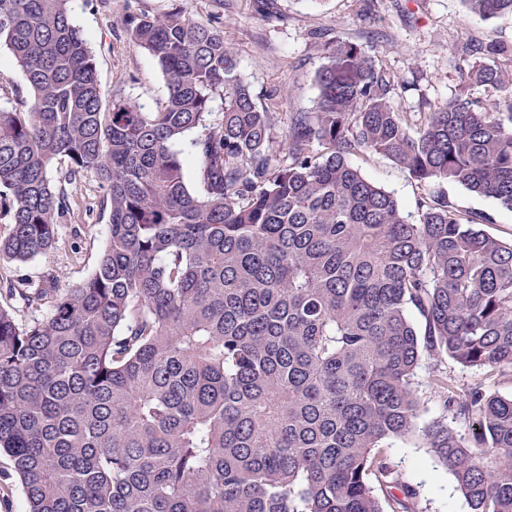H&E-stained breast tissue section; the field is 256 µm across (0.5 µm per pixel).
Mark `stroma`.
I'll use <instances>...</instances> for the list:
<instances>
[{
    "instance_id": "35a3bbf8",
    "label": "stroma",
    "mask_w": 512,
    "mask_h": 512,
    "mask_svg": "<svg viewBox=\"0 0 512 512\" xmlns=\"http://www.w3.org/2000/svg\"><path fill=\"white\" fill-rule=\"evenodd\" d=\"M170 0H73L75 22L96 56L106 97L135 102L143 111L160 110L166 101L165 78L151 55L131 40L124 20L131 13H154ZM280 18L256 11L253 0H185L188 14L202 21L224 13V38L235 49L238 71L257 101L280 98L279 110L312 111L318 96L314 81L324 64L323 44L333 34L356 39L369 49L379 68L397 81L395 103L404 112H428L451 101L459 79L448 56L458 40L477 36L512 41V17L483 21L469 15L461 0H372L362 10L359 0H278ZM361 173L392 192L405 214L414 216L422 186L391 161L377 154L351 157ZM463 210L487 212L495 221L487 233L512 242V211L463 187L444 186ZM70 207L57 226L55 246L20 263L0 259V283L25 280L38 286L55 271L60 290L84 281L96 266L109 235L110 208L100 180L81 176L70 187ZM391 460L403 479L417 486L418 512H469L456 483L421 439L392 441Z\"/></svg>"
}]
</instances>
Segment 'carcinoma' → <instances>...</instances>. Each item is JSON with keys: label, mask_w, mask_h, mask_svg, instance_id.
Returning a JSON list of instances; mask_svg holds the SVG:
<instances>
[{"label": "carcinoma", "mask_w": 512, "mask_h": 512, "mask_svg": "<svg viewBox=\"0 0 512 512\" xmlns=\"http://www.w3.org/2000/svg\"><path fill=\"white\" fill-rule=\"evenodd\" d=\"M71 2L0 0V47L27 90L0 107V258L47 254L86 173L111 220L78 286L57 293L51 272L5 286L51 310L23 321L0 306V454L27 512H416L387 442L419 430L471 512H512V397L440 370L512 372V244L443 188L512 211V46L458 43L460 92L412 120L394 77L336 35L314 111L284 122L240 76L222 15L177 4L125 19L165 105L115 97L105 112ZM462 3L512 16V0ZM199 127L201 195L173 149ZM366 152L425 187L418 222L350 164ZM424 360L471 435L441 417L419 427Z\"/></svg>", "instance_id": "obj_1"}]
</instances>
